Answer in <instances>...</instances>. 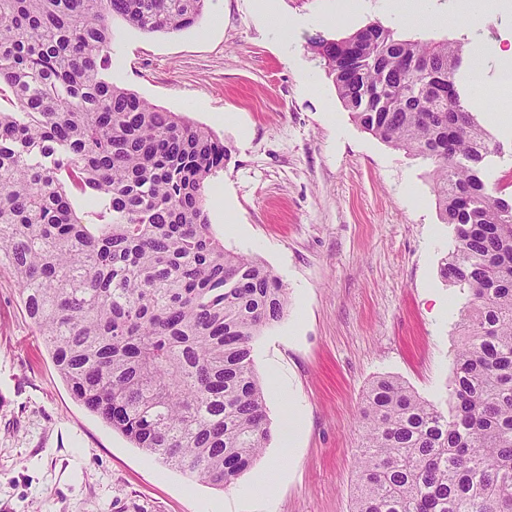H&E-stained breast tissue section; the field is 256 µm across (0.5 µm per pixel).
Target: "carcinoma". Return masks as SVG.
Returning a JSON list of instances; mask_svg holds the SVG:
<instances>
[{
  "mask_svg": "<svg viewBox=\"0 0 512 512\" xmlns=\"http://www.w3.org/2000/svg\"><path fill=\"white\" fill-rule=\"evenodd\" d=\"M204 8L0 0V272L78 402L222 488L268 441L253 343L288 293L211 231L208 179L227 147L104 73L111 19L174 33ZM311 47L365 131L430 162L456 240L440 276L469 297L447 408L392 375L366 391L353 512H512V195L483 178L499 146L456 80L465 42L376 22Z\"/></svg>",
  "mask_w": 512,
  "mask_h": 512,
  "instance_id": "cac0c4a2",
  "label": "carcinoma"
}]
</instances>
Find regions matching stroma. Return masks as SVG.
I'll use <instances>...</instances> for the list:
<instances>
[{
    "instance_id": "35a3bbf8",
    "label": "stroma",
    "mask_w": 512,
    "mask_h": 512,
    "mask_svg": "<svg viewBox=\"0 0 512 512\" xmlns=\"http://www.w3.org/2000/svg\"><path fill=\"white\" fill-rule=\"evenodd\" d=\"M277 6L284 38L255 0H206L196 25L175 33L114 20L107 74L230 151L208 181L207 207L225 248L260 260L288 292L287 312L253 351L270 429L256 469L280 447L289 413L305 415L288 476L260 502L251 473L216 488L135 448L72 397L2 273L0 512H212L216 503L225 512H350L369 384L393 375L445 402L467 299L439 275L455 239L439 219L431 167L353 121L310 40L378 22L479 47L475 112L503 148L487 162L496 190L512 183V88L498 77L497 54L512 46V11L492 5L473 30L460 14L443 27L406 23L387 0H363L356 12L349 0Z\"/></svg>"
}]
</instances>
